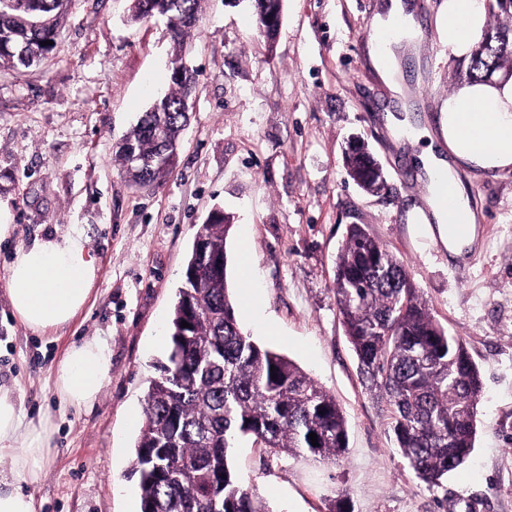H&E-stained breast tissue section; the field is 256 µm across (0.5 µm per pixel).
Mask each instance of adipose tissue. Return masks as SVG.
Returning a JSON list of instances; mask_svg holds the SVG:
<instances>
[{"label": "adipose tissue", "mask_w": 512, "mask_h": 512, "mask_svg": "<svg viewBox=\"0 0 512 512\" xmlns=\"http://www.w3.org/2000/svg\"><path fill=\"white\" fill-rule=\"evenodd\" d=\"M448 45L467 51L470 33L482 22L475 0H448L444 15ZM447 151L427 146L419 156L427 175L422 209L424 223L435 225L438 239L450 255L460 257L474 244L475 234L458 236L454 224H475L476 218L462 191L457 190V167L486 171L512 168V85H473L449 98L442 129ZM455 190L452 207L437 205L443 187ZM100 268L81 225L71 224L18 248L8 267L6 295L19 319L33 329L69 323L85 305ZM110 366L104 340L94 338L73 345L56 369L65 399L76 405L92 402L102 391ZM48 420L24 417L18 399L0 387V457L12 460L0 471V512H34L31 497L20 485L39 480L50 452Z\"/></svg>", "instance_id": "ef3b65f1"}]
</instances>
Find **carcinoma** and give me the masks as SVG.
Listing matches in <instances>:
<instances>
[{
	"instance_id": "carcinoma-1",
	"label": "carcinoma",
	"mask_w": 512,
	"mask_h": 512,
	"mask_svg": "<svg viewBox=\"0 0 512 512\" xmlns=\"http://www.w3.org/2000/svg\"><path fill=\"white\" fill-rule=\"evenodd\" d=\"M0 6V67L29 66L57 41L71 0H18ZM259 33L275 39L283 0H248ZM203 0H133L134 20L163 17L181 45ZM499 23L474 43L467 83L512 75V0H486ZM171 87L124 137L116 156L136 185L172 171L196 89L180 54L170 60ZM348 176L362 189L384 188L377 159L359 145L345 151ZM233 216L214 211L197 227L184 287L169 320L170 351L145 394L134 471L140 512H269L230 462L236 440L249 437L269 456L303 453L336 460L347 450V421L326 390L286 356L257 343L237 322L227 283L226 233ZM333 292L367 392L387 413V434L414 477L433 487L474 450L484 395L478 365L462 337L431 313L402 259L361 224L349 226L338 251ZM190 327H182V322ZM276 378H271L270 368ZM317 434L311 445L309 433Z\"/></svg>"
}]
</instances>
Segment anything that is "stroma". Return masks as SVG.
<instances>
[{
    "label": "stroma",
    "instance_id": "1",
    "mask_svg": "<svg viewBox=\"0 0 512 512\" xmlns=\"http://www.w3.org/2000/svg\"><path fill=\"white\" fill-rule=\"evenodd\" d=\"M385 0H284L275 43L244 0H204L176 47L163 20L135 21L132 0H72L56 48L28 68H0V201L14 230L0 241V383L27 419L53 424L42 477L24 486L36 512H139L131 477L143 396L168 348V322L199 224L233 214L227 278L240 327L295 362L344 412L336 461L268 456L241 439L231 458L272 512H512V170L461 168L478 241L451 259L433 225L415 221L424 184L416 146L397 141L398 104L366 36ZM417 50L399 53L412 125L440 137L462 56L448 45L445 0H403ZM183 53L198 87L172 173L148 190L121 171L116 145L170 83ZM358 137L388 188L347 176ZM82 225L101 268L66 325L35 331L6 296L18 247ZM351 224L401 257L435 318L461 336L484 396L469 462L430 488L408 470L365 390L336 309V256ZM105 338L110 369L90 404L62 400L55 368L68 349Z\"/></svg>",
    "mask_w": 512,
    "mask_h": 512
}]
</instances>
